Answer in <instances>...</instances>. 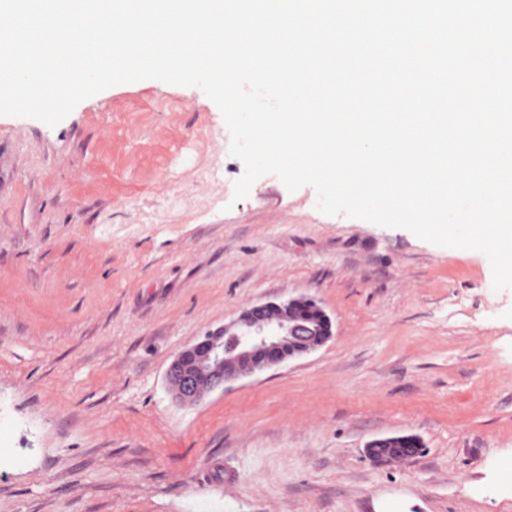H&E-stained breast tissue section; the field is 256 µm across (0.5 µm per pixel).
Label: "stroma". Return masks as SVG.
I'll use <instances>...</instances> for the list:
<instances>
[{"label":"stroma","mask_w":512,"mask_h":512,"mask_svg":"<svg viewBox=\"0 0 512 512\" xmlns=\"http://www.w3.org/2000/svg\"><path fill=\"white\" fill-rule=\"evenodd\" d=\"M196 87L0 116V512H512V288L487 256L326 215L245 172ZM315 352L182 408L172 358L246 307ZM421 452L373 464L366 444ZM408 444H414L416 448H405ZM378 448H386L397 459L408 461L421 451L422 444L414 435L389 436L370 441L365 447L366 455L373 463L382 465L386 464V459L390 457L379 453Z\"/></svg>","instance_id":"35a3bbf8"}]
</instances>
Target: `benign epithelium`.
Listing matches in <instances>:
<instances>
[{"instance_id":"benign-epithelium-1","label":"benign epithelium","mask_w":512,"mask_h":512,"mask_svg":"<svg viewBox=\"0 0 512 512\" xmlns=\"http://www.w3.org/2000/svg\"><path fill=\"white\" fill-rule=\"evenodd\" d=\"M311 304L315 319L302 327L293 322L294 308ZM309 335L333 333L328 313L312 298L299 296L252 305L223 326L210 330L182 350L166 371V383L174 402L192 407L224 386L296 359L283 347L296 338L299 328ZM422 444L413 435H397L370 441L365 452L378 465L392 455L401 461L415 457Z\"/></svg>"}]
</instances>
